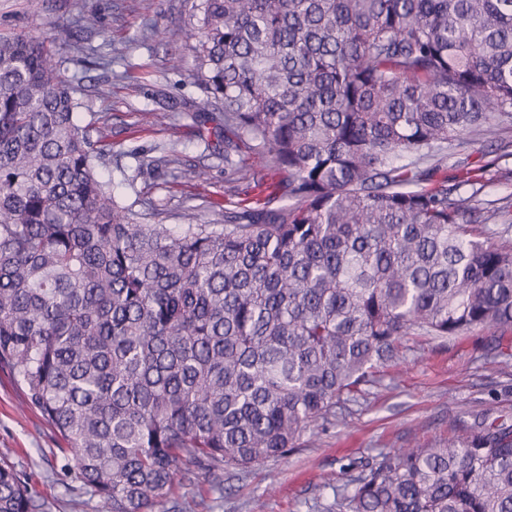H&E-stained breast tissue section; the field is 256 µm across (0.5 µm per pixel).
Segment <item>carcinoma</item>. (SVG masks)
Listing matches in <instances>:
<instances>
[{
    "instance_id": "cac0c4a2",
    "label": "carcinoma",
    "mask_w": 512,
    "mask_h": 512,
    "mask_svg": "<svg viewBox=\"0 0 512 512\" xmlns=\"http://www.w3.org/2000/svg\"><path fill=\"white\" fill-rule=\"evenodd\" d=\"M198 11L194 112L228 182L260 163L210 224L140 221L53 44L0 35V366L106 512L287 456L412 337L512 329V246L483 230L512 201L477 203L479 166L435 178L512 119V0ZM344 470L324 512H512V423ZM0 512H45L1 464Z\"/></svg>"
}]
</instances>
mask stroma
<instances>
[{"mask_svg": "<svg viewBox=\"0 0 512 512\" xmlns=\"http://www.w3.org/2000/svg\"><path fill=\"white\" fill-rule=\"evenodd\" d=\"M199 0H0V34L55 39V60L78 96L95 102L94 122L107 149L104 170L115 194L149 224H205L213 204L234 190L224 176V140L199 134L191 104L202 97L192 78ZM95 13L84 30L76 19ZM90 64H82V57ZM176 153L181 169L206 171L196 184L166 166H147ZM473 164L487 165L481 197L512 195V122L495 140L474 139ZM496 356L489 333L456 340L408 342L398 363L380 368L358 402L288 456L251 468L177 484L153 512H321L347 480L344 464L392 448L430 447L447 438L455 419L486 410L512 420V338ZM50 512H104L98 498L66 477L60 442L8 369L0 368V449Z\"/></svg>", "mask_w": 512, "mask_h": 512, "instance_id": "1", "label": "stroma"}]
</instances>
